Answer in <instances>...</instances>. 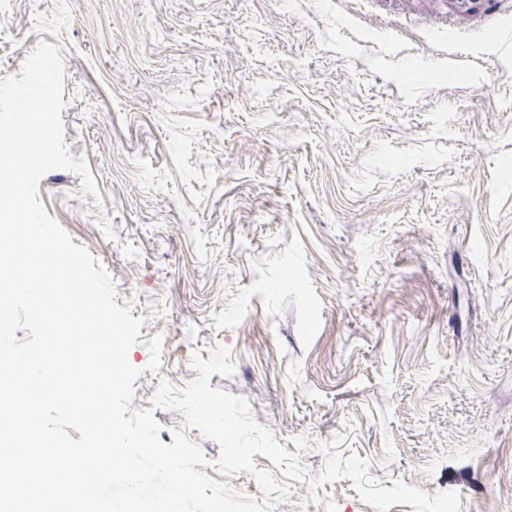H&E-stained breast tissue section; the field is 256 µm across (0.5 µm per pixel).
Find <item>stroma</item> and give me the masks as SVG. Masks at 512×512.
<instances>
[{
  "label": "stroma",
  "mask_w": 512,
  "mask_h": 512,
  "mask_svg": "<svg viewBox=\"0 0 512 512\" xmlns=\"http://www.w3.org/2000/svg\"><path fill=\"white\" fill-rule=\"evenodd\" d=\"M43 42L99 194L39 198L146 319L132 409L224 347L306 470L232 491L512 512V0H0V79Z\"/></svg>",
  "instance_id": "1"
}]
</instances>
